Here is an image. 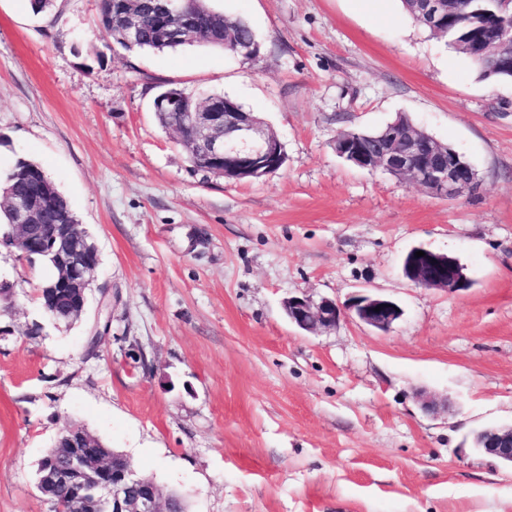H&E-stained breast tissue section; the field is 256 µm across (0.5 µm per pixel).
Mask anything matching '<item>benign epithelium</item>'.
<instances>
[{
    "instance_id": "1",
    "label": "benign epithelium",
    "mask_w": 512,
    "mask_h": 512,
    "mask_svg": "<svg viewBox=\"0 0 512 512\" xmlns=\"http://www.w3.org/2000/svg\"><path fill=\"white\" fill-rule=\"evenodd\" d=\"M124 20L117 40L127 50L136 47L146 24L141 0H114ZM173 25L159 21L161 31L170 41L193 39L184 18L199 8V0H168ZM462 0H421L420 12L434 31L442 35L454 18L461 15ZM463 51L489 64L490 69L512 70V28L507 21L489 30L477 32L462 45ZM155 112H179L182 125L178 139L196 158L197 167L230 181H255L284 166L286 155L282 143L266 122L243 111L229 98L197 101L178 87L160 92L153 102ZM336 153L360 169L382 170L403 181L411 182L429 194L454 199L474 192L476 174L471 163L449 145L412 126H392L386 130L380 150L368 153L359 143L356 132L337 134ZM13 214L10 246L24 257L41 250L51 254L56 276L43 288L48 299L60 293L69 296L68 313L79 316L85 307L91 273L96 264L87 259L94 245L76 224H45L50 200L40 193L34 196L9 195L0 199ZM424 256L410 252L404 261L406 277L418 288L441 289L455 293L468 288L469 280L458 261L445 254L423 249ZM288 320L299 329L317 333L336 328L339 322L355 315L362 323L388 331L402 317L394 301L372 295H356L346 303L331 299L314 301L307 295H292L284 301ZM63 439L70 452L68 466L46 474L43 481L62 482L69 487L70 512H173L172 500L163 496L151 480L137 475L129 458L113 453L110 457L91 460L85 449L94 446L93 437L82 429L69 428ZM480 451L512 467V424L488 426L478 436Z\"/></svg>"
}]
</instances>
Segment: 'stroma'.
<instances>
[{
	"label": "stroma",
	"instance_id": "1",
	"mask_svg": "<svg viewBox=\"0 0 512 512\" xmlns=\"http://www.w3.org/2000/svg\"><path fill=\"white\" fill-rule=\"evenodd\" d=\"M259 43L104 49L97 0H0V171L37 163L95 245L84 311L0 245V512H51L37 465L75 423L189 512H512V468L472 446L512 422V82L482 79L399 0H213ZM224 94L287 160L238 183L192 170L159 90ZM407 114L476 191L440 199L337 156L339 131ZM470 285L403 274L415 247ZM396 301L387 332L312 334L284 300ZM442 402L425 412L421 395ZM417 251L425 256L415 257ZM404 273L419 288L441 289L451 293L468 288L469 280L458 261L426 248H415L405 258Z\"/></svg>",
	"mask_w": 512,
	"mask_h": 512
}]
</instances>
